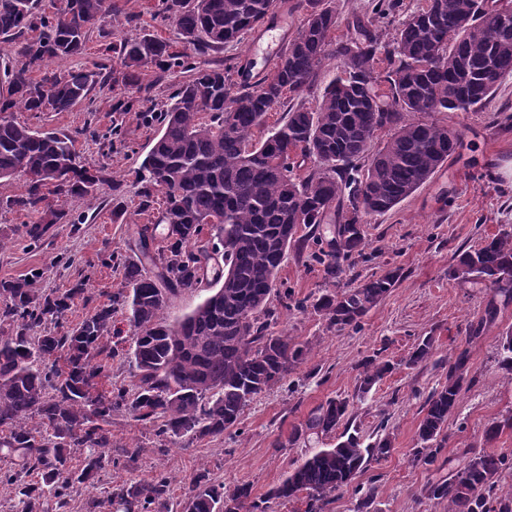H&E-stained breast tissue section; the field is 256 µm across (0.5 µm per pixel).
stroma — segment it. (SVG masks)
Returning a JSON list of instances; mask_svg holds the SVG:
<instances>
[{
    "label": "stroma",
    "instance_id": "stroma-1",
    "mask_svg": "<svg viewBox=\"0 0 512 512\" xmlns=\"http://www.w3.org/2000/svg\"><path fill=\"white\" fill-rule=\"evenodd\" d=\"M116 2L122 9L119 28L108 23L95 27L82 54L52 60L50 70L92 69L106 57L107 47L118 35L135 39L150 34L181 50L173 24L157 14L160 0ZM254 39V34H247L237 46L196 54L191 61L201 67L223 62L264 77L272 60L251 54ZM188 76L181 68L162 71L150 66L142 70L136 87L98 81L70 111L18 113V120L34 128L70 135L86 126L103 131L116 122L122 127L120 142L111 145L77 136L82 161L100 171L104 182L95 194L66 203L71 223L49 225L35 241L28 229L40 221V214L0 206V238L7 243L0 251V280L38 271L42 274L38 285L44 293L84 288L62 318L46 322V329L65 332L121 288L122 271L110 256L138 253L139 232L148 220L156 222L155 245L163 244L166 227L156 221L162 195L157 192L151 201H144L136 176L159 129L146 124L138 113L118 112L114 106L120 100L144 99L149 107L162 109ZM503 110L512 112V77L502 82L482 109L431 114V121L460 133L456 152L392 210L364 217L372 259L347 269L343 285H357L365 277L395 267L401 277L368 313L359 332L334 333L310 310L282 311L281 328L309 345L308 358L294 373L292 387H277L257 397L223 438L187 448H154L151 434L128 413L113 414V444L138 445L141 453L106 465L94 482L74 485L66 508H57L55 497L45 494L48 512H114L106 495L109 487L144 481L160 470L172 478L171 497L176 504L187 500L192 478L202 469L228 486L250 484L254 496H263L303 454L299 447L276 451L273 441L288 436L293 425L337 396L349 399L351 424L362 435H371L381 416L390 418V456L371 462L357 478L358 483L378 485V512H448L447 503L424 498L420 490L449 477L463 450L494 451L512 458V375L501 369L497 356L502 334L512 331V302L498 303L494 320L485 321L491 290L469 287L449 275L460 251L478 247L485 237L499 231H512V128L492 122L493 114ZM315 250L312 243L300 251L289 248L277 274L278 287L291 289L299 299L324 288L323 268L312 258ZM112 326L120 331L112 339L118 353L101 387L130 388L136 382V368L125 311L115 314ZM426 336L435 339L432 359L419 366L408 365L413 348ZM462 352L469 357L472 383L448 418L441 462L431 467L412 465V453L419 445L420 396L445 382L449 361ZM375 356L390 362L393 370L365 398H357L362 365ZM495 424L500 427L498 434L488 437V428Z\"/></svg>",
    "mask_w": 512,
    "mask_h": 512
}]
</instances>
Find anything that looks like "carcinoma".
<instances>
[{
  "mask_svg": "<svg viewBox=\"0 0 512 512\" xmlns=\"http://www.w3.org/2000/svg\"><path fill=\"white\" fill-rule=\"evenodd\" d=\"M279 0H163V19L175 23L183 44L198 53L238 44L272 17ZM53 11L37 0H0V40L14 45L0 70V187L18 177L25 192L0 204L48 212L49 223L69 220L65 204L97 190L99 176L81 164L76 137L39 132L17 121L13 109L68 112L85 99L96 72H47L53 59L81 53L88 33L115 23L112 0H59ZM305 18L269 73L257 83L234 78L229 67H189L190 79L166 109L141 108L160 135L137 171L144 197L163 195L166 242L142 255L118 256L123 287L62 335L42 325L59 319L82 288L44 294L37 276L0 280V459L11 467L0 482L15 486L24 512H43L42 486L58 507L74 483H86L112 459V413L124 410L153 435L159 448L224 437L260 394L287 381L307 358L306 345L277 329L269 306L288 248L321 238V224L338 218L336 236L319 248L329 287L314 299L280 292L282 306L313 310L336 333L357 331L400 278L399 269L372 275L353 288L332 291L352 260L369 261L365 215L383 214L420 188L456 151L460 135L409 114L468 112L483 107L512 76V0H424L394 35L383 38L357 21L359 36H335L332 0H306ZM121 69H102L113 84L136 86L139 70L186 67L169 42L151 35L122 38L110 47ZM340 73L315 106L306 105L324 61ZM287 106L268 124V115ZM387 138L374 154L381 133ZM219 257L222 284L212 285L189 313L169 318L171 300L202 287L206 261ZM474 288L490 287L512 300V232L487 237L459 252ZM129 313L134 388L93 394L108 377L115 351L108 346L112 315ZM434 337L423 338L408 364L427 362ZM512 373V332L498 348ZM392 366L363 364L358 397L370 393ZM468 358L448 362V379L420 407L412 463L432 466L443 448L448 416L470 383ZM350 401L329 399L293 426L275 448H295L314 435L344 427L330 447L312 448L268 493L232 488L198 474L185 512H268L266 503L300 501L303 512H326L330 497L349 486L373 460L389 456V419L372 440L350 430ZM81 451V466L72 465ZM507 455L467 456L455 478L426 485L421 494L448 502V512H512V493L496 495ZM171 478L112 486L121 512H169ZM354 512H376L378 487L358 489Z\"/></svg>",
  "mask_w": 512,
  "mask_h": 512,
  "instance_id": "cac0c4a2",
  "label": "carcinoma"
}]
</instances>
